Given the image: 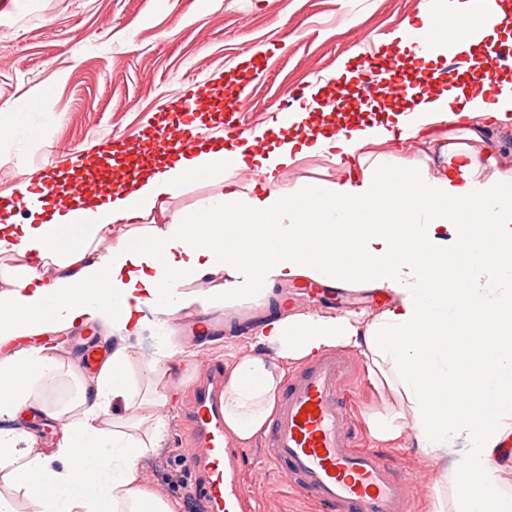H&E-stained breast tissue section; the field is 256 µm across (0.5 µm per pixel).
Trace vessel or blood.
Wrapping results in <instances>:
<instances>
[{"instance_id":"1","label":"vessel or blood","mask_w":512,"mask_h":512,"mask_svg":"<svg viewBox=\"0 0 512 512\" xmlns=\"http://www.w3.org/2000/svg\"><path fill=\"white\" fill-rule=\"evenodd\" d=\"M379 51L377 41L371 38L359 46L360 56L371 65L372 84L381 93L399 91L404 74L396 67H375ZM502 53L501 45H488V67L464 70V78L480 90L492 86L495 62ZM158 137L177 152L199 144L187 123L161 127ZM55 186L52 169H45L37 181L44 206L80 213L82 197L60 200ZM349 376L347 358L329 352L289 377L265 435L267 459L290 472L293 490L312 499L319 512H407L405 480L379 454L357 444L343 394ZM221 392V380H214L210 389L195 395L186 406L184 414L195 426V446L187 452L186 462L189 467L206 470L202 488L213 512H233L244 491L224 479ZM308 405L317 409V416L303 417Z\"/></svg>"}]
</instances>
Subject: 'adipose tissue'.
I'll return each instance as SVG.
<instances>
[{
    "label": "adipose tissue",
    "instance_id": "ef3b65f1",
    "mask_svg": "<svg viewBox=\"0 0 512 512\" xmlns=\"http://www.w3.org/2000/svg\"><path fill=\"white\" fill-rule=\"evenodd\" d=\"M512 0L478 15L471 0H430L415 24L390 36L425 65L456 55L469 67L485 39L499 38ZM414 110L315 130L314 101L286 113L291 136L269 145L245 132L225 148H197L146 165L133 189L93 196L80 215L50 222L32 202L20 224L0 225V417L42 413L61 423L52 448L35 433L0 429V512H179L142 473L170 429L174 372L196 366V348L176 342L168 322L239 300L263 302L271 286L299 279L392 293L369 320L350 313L294 312L267 320L255 345L273 360L228 352L224 435L248 444L268 426L289 365L354 347L386 411L371 437L410 441L439 460L448 442L466 454L444 467L428 512H512V172L497 170L483 142L512 128V75L491 89H407ZM463 142L444 141V127ZM308 157L336 165V181L285 189L283 172ZM255 173L241 185L244 172ZM201 179L222 195L172 213L167 202ZM159 216L156 224L148 216ZM210 276V288L192 283ZM157 316L156 347L129 344ZM96 324L118 335L95 374L81 373L47 334ZM73 386L53 401L50 391ZM90 479H80L86 465ZM39 483H30L29 473Z\"/></svg>",
    "mask_w": 512,
    "mask_h": 512
}]
</instances>
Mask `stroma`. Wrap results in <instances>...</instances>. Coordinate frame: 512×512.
Segmentation results:
<instances>
[{
  "label": "stroma",
  "instance_id": "obj_1",
  "mask_svg": "<svg viewBox=\"0 0 512 512\" xmlns=\"http://www.w3.org/2000/svg\"><path fill=\"white\" fill-rule=\"evenodd\" d=\"M426 0H0V107L36 100L28 113L29 133L0 135V198L18 196L20 161L29 181L39 167L57 159L67 180H75L74 158L92 162L99 146L111 142L124 154H140L163 124H175L173 110L190 89L199 100L202 128L213 125L207 90L245 79L242 69L255 57L257 75L247 79L234 123L241 130L267 128L276 114L294 108L297 90L328 97L338 90L362 92L365 69L358 43L391 33L413 20ZM276 306L240 301L217 310L186 313L199 325L201 353L169 406L172 427L163 448L143 474L160 492L171 494L169 474L181 463L190 427L182 410L193 389L223 369L211 352L207 323L220 316L225 345L251 352L243 319L260 327L275 313L292 310L351 311L372 318L392 301L378 291L328 288L311 281L277 286ZM349 385L362 447H373L367 421L382 411L366 362L350 350ZM383 454L409 481L410 512H424L439 478L437 465L410 443ZM239 476L262 512H311L286 492L281 470L262 462L258 443L244 446Z\"/></svg>",
  "mask_w": 512,
  "mask_h": 512
}]
</instances>
